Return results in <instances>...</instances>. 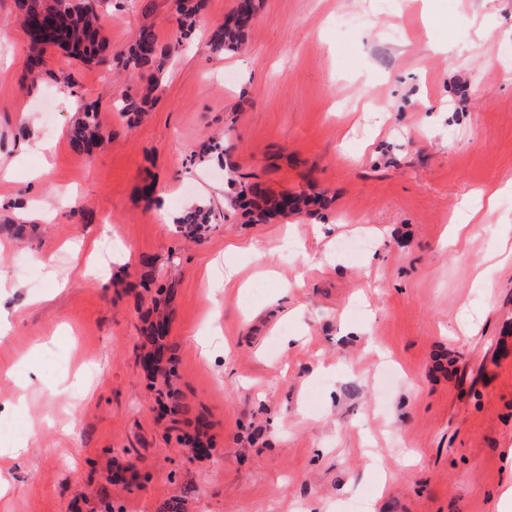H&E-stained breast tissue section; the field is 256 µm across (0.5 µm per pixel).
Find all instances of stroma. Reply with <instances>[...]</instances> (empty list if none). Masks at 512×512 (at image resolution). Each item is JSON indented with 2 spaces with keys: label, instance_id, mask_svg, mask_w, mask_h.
<instances>
[{
  "label": "stroma",
  "instance_id": "1",
  "mask_svg": "<svg viewBox=\"0 0 512 512\" xmlns=\"http://www.w3.org/2000/svg\"><path fill=\"white\" fill-rule=\"evenodd\" d=\"M258 3L242 49L216 53L236 0H208L176 48L172 0H105L113 51L147 23L172 48L129 123L137 76L55 48L24 82L0 0V224L23 227L0 233V448L27 449L0 512H502L512 0ZM341 14L360 25L337 32ZM89 103L106 139L90 155L68 139ZM224 131L225 160L204 147ZM233 179L321 200L259 222L230 205ZM193 206L213 219L190 239ZM226 266L236 282L212 293ZM155 298L175 415L143 362Z\"/></svg>",
  "mask_w": 512,
  "mask_h": 512
}]
</instances>
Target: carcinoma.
Listing matches in <instances>:
<instances>
[{
	"instance_id": "carcinoma-1",
	"label": "carcinoma",
	"mask_w": 512,
	"mask_h": 512,
	"mask_svg": "<svg viewBox=\"0 0 512 512\" xmlns=\"http://www.w3.org/2000/svg\"><path fill=\"white\" fill-rule=\"evenodd\" d=\"M97 0H15L23 30L33 27L37 17L47 22V32L34 35L29 45V68L25 79L34 83L41 77L43 56L49 48L66 51L83 64L115 66L139 74L143 86L139 96H124L120 116L140 115L160 84L163 72L165 48L160 46L152 26H143L134 42L125 52L110 53L106 37L98 22ZM206 0H174V14L177 28L174 32L176 43H181L191 32L196 18L203 13ZM245 11L243 24L224 23L211 38L216 51H235L245 39L246 29L256 13L255 0H237L234 12ZM69 143L78 152L89 154L101 144L102 132L97 108L89 105L83 108L79 118L69 130ZM236 202L257 211L256 218L263 220L276 214L300 213L308 205V194L283 193L265 200L257 189L245 182L236 183ZM208 222V215L200 209L188 210L178 223L185 226L184 235L192 237Z\"/></svg>"
}]
</instances>
